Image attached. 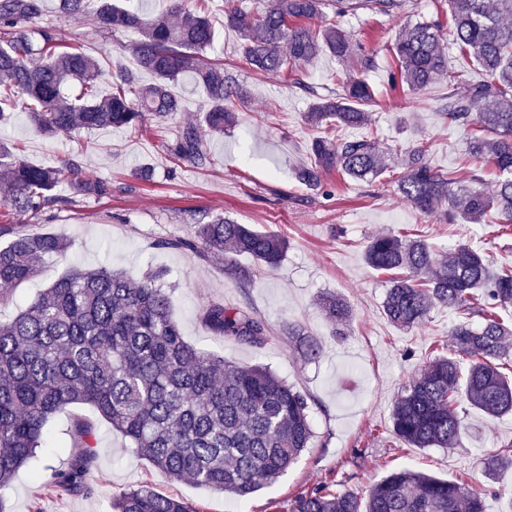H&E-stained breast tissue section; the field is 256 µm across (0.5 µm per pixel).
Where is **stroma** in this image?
<instances>
[{"mask_svg":"<svg viewBox=\"0 0 512 512\" xmlns=\"http://www.w3.org/2000/svg\"><path fill=\"white\" fill-rule=\"evenodd\" d=\"M57 6L58 0H44L42 20L57 26L66 43L85 45L109 59L112 68H135V34L95 33L85 18L62 16ZM437 7L436 0H409L404 14L396 17L366 9L340 17L329 2L314 24H337L359 53L375 58L377 67L367 78L379 91L371 119L380 149L426 140L436 170L460 178L478 175L490 191L495 181L491 169L466 159L467 129L443 113L444 88L410 92L387 84L388 48L398 29L410 20L432 18ZM209 16L216 40L206 52L208 59L234 71L250 90L236 126L205 137L213 166L198 168L172 151L181 129L196 122L204 101L202 89L186 74L172 87L182 112L143 130L109 127L50 139L33 130L19 106L0 123V140L14 144L27 162L60 169L76 160L90 180L110 188L103 195L80 196L61 186L63 204L35 217L0 204L1 245L11 235L34 233L56 235L69 244L64 253L45 258L32 279L0 287V319L24 309L76 265H106L137 275L164 270L184 340L242 365H265L308 394L317 443L270 487L240 499L171 480L92 406H69L50 423V446L0 491V503L6 512H32L37 504L42 512H108L113 496L144 485L183 498L196 512H288L295 497L313 488L340 481L364 496L389 472L404 468L481 486L484 460L512 444V414L495 417L468 410L460 448L398 445L390 421L394 399L426 368L430 351L449 344L448 330L460 317L438 307L411 330L390 324L382 309L388 277L367 265L364 250L382 233H419L439 251L466 243L486 253L494 267L509 268L512 225L460 219L442 223L424 216L402 198L389 175L355 181L332 173L324 175L320 186L301 184L296 172L310 163L312 140L321 134L305 124L304 114L316 98L340 94L355 64L324 53L293 74L252 73L237 66L240 39L224 25V0H209ZM145 167L152 171L147 181L136 176ZM218 215L284 237L288 249L281 264L268 268L245 255L234 257L235 265L252 272L250 286L243 288L225 272L223 260L162 247L165 239L194 238L198 223ZM325 293L341 296L352 309L343 335H333L317 306ZM212 302L243 306L264 318L270 327L264 344L255 348L211 333L201 313ZM290 325L319 341V359L306 360L296 349L285 332ZM78 418L94 427L93 491L41 496L35 475L46 465L67 462L68 431Z\"/></svg>","mask_w":512,"mask_h":512,"instance_id":"stroma-1","label":"stroma"}]
</instances>
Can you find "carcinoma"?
I'll list each match as a JSON object with an SVG mask.
<instances>
[{
	"label": "carcinoma",
	"mask_w": 512,
	"mask_h": 512,
	"mask_svg": "<svg viewBox=\"0 0 512 512\" xmlns=\"http://www.w3.org/2000/svg\"><path fill=\"white\" fill-rule=\"evenodd\" d=\"M336 12L369 9L401 13L406 0H334ZM450 37L441 21L417 22L399 30L390 47L388 85L420 90L448 83V120L477 127L468 144L470 159L498 172L495 190L457 184L428 160L421 142L400 152L401 195L427 216L459 218L477 224L496 213L512 224V0H447ZM324 0H269L258 12L224 0V24L242 39L243 65L267 75L282 74L330 52L343 62L358 58L360 69L376 67L360 56L350 36L334 25L313 30L305 21L322 13ZM147 18L136 8L100 0L91 15L96 31H132L137 70H125L112 92L99 85L106 68L84 46L62 43L57 27L41 23L42 0H0V121L6 109L22 104L34 130L48 137H70L106 127L147 125L181 111L170 83L191 72L205 90L202 126L222 134L234 125L249 98L231 74L204 60L215 30L202 10ZM468 58L485 79L457 91L461 75L448 68L450 49ZM155 77L141 82L140 73ZM78 83L73 97L65 84ZM377 102L364 76L352 77L339 97L320 98L306 112L312 127L370 125L368 107ZM176 154L197 166L211 163L196 126L179 134ZM298 180L321 183L335 171L353 179L377 178L390 164L375 139L320 137ZM67 182L74 193L98 195L103 187L87 180L76 162L65 171L25 162L0 143V186L4 204L21 215L36 216L63 201L56 187ZM203 257L228 252L247 255L266 266L280 263L286 240L224 216L198 225L195 238L163 242ZM66 249L50 234H25L0 247V286L29 280L47 256ZM367 264L392 275L383 311L400 329L425 320L435 307L482 318L478 327L460 322L450 330L453 353L434 357L397 396L391 411L393 432L406 448H460L466 434L461 403L491 416L512 413V378L500 362L512 358V324L498 313L512 305V269L494 270L490 260L466 244L447 253L427 240L395 234L368 242ZM162 274L136 278L108 266L74 267L43 290L13 319L0 320V490L43 448L45 428L68 405L94 407L129 439L137 453L173 480L247 497L274 483L317 435L309 398L263 365L243 366L186 343L172 317ZM333 326L351 318L347 303L335 296L319 299ZM202 321L213 333L252 347L267 338L265 321L248 309L210 303ZM93 428L77 420L70 431L74 451L68 465L45 466L47 491L63 496L91 489ZM512 466V448L489 462L484 477ZM111 512H194L183 499L149 487L115 496ZM289 512H485L484 494L462 480H446L410 469L383 477L362 497L323 485L295 498Z\"/></svg>",
	"instance_id": "1"
}]
</instances>
